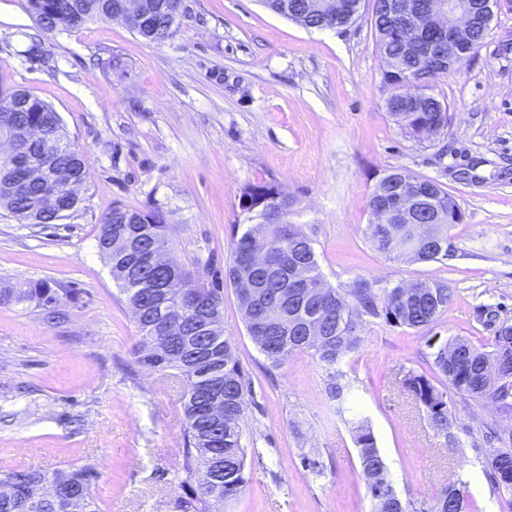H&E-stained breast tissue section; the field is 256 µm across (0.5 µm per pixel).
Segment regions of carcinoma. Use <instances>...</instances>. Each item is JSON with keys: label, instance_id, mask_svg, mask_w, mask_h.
Wrapping results in <instances>:
<instances>
[{"label": "carcinoma", "instance_id": "1", "mask_svg": "<svg viewBox=\"0 0 512 512\" xmlns=\"http://www.w3.org/2000/svg\"><path fill=\"white\" fill-rule=\"evenodd\" d=\"M374 2L380 54L393 58L396 63L393 73L381 78L382 84L390 90L386 103L399 105L404 77L422 73L431 81L438 74L427 73V44L411 46L396 38L394 20L388 13L386 0ZM117 3L118 0H30L40 35L33 38L29 54L36 59L43 57V37L56 31L78 27L93 18H112V6ZM264 3L274 13L305 28L324 29L336 21V18L324 15L314 0H264ZM136 34L148 42L161 44L173 35V28L166 15L160 13L152 29L138 30ZM435 104L436 97L425 93L421 106L408 113L406 120L398 125L407 136L419 138L423 124L448 119V115L435 111ZM0 121L14 125L17 131L26 126L40 128L39 137L27 144L34 163L48 170H64L70 178L84 174L81 155L69 140L59 114L48 103L25 90L1 91ZM64 181L63 177L56 182L32 180L26 192L18 195L9 189V182L0 179V204L31 224H53L70 211ZM272 192L276 196L275 208L283 217L288 213V197L274 185L251 184L243 189L240 199L259 201ZM47 195L57 197V208L45 209L43 200ZM455 207L456 200L439 186L435 189L434 199L423 203L424 214L420 221L433 222L439 227L440 242L437 244L419 238L410 246H403L404 239L414 228L412 224H370L367 228L369 241L375 250L389 257L435 261L448 255V214L454 213ZM262 218L263 208L258 207L250 219H257L259 223L247 226L233 240L229 259L224 265V279L238 291L240 280L247 278L252 312L266 315L268 333L252 337L259 351L274 366L283 365L295 352H310L329 370L328 394L337 402L336 412L343 416L351 412V408L345 406L349 385L341 383L344 374L336 366L360 345L359 334L349 332L354 318L426 329L448 308L453 293L447 284L437 281L377 288L366 280H357L346 290L333 288L322 276L310 237L294 224H262ZM117 238L134 242L135 252L115 254L110 244ZM160 241H168L162 210L143 211L116 204L102 219L97 246L110 260L112 278L121 293L138 309L135 317L139 333L137 362L184 385L186 450L182 483L187 492L179 508L181 512H220L216 506L238 498L246 484L247 452L241 422L248 382L233 345L224 338L223 328H218L207 340L196 335L198 322L207 318L210 311H178L173 306L177 290L200 277L209 262L195 260V268L183 269L181 280L173 283L168 272L144 267L136 257L137 252ZM243 252H256L265 259L271 255L297 258L302 264L308 289L314 293V304L301 307L286 301L278 302L281 282L289 279V272L284 269L273 271L261 263L245 272L238 267V257ZM0 300L34 302L43 308L64 304L59 289L46 281L27 288H1ZM172 321L181 322L182 338L164 332L165 326ZM305 326L318 329L320 334L303 335ZM489 346L487 350L463 336L444 341L428 339L434 367L448 381L446 390L438 388L424 372L410 369L403 376V390L423 407L427 417L433 420L435 431L447 439H455L457 428L455 413L449 405L453 394L465 401L488 400L502 411L512 413V367L494 372V364L498 361L512 364V325L503 324ZM209 380L221 382L224 392V425L219 430L206 420L193 398L199 384ZM350 422L374 512H471L467 481L462 478L443 488L429 508H416L393 486L369 426L355 416ZM483 442L498 444L485 456L493 491L512 495V430L500 431L487 425L482 432V442H474L472 448L480 449ZM203 470H212L217 475V487L210 491L202 488L198 478ZM94 478L95 472L88 465L52 477L24 468L0 471V512H100L91 492ZM49 482L57 485L54 496L46 492Z\"/></svg>", "mask_w": 512, "mask_h": 512}]
</instances>
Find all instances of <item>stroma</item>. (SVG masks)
I'll return each mask as SVG.
<instances>
[{"label":"stroma","instance_id":"stroma-1","mask_svg":"<svg viewBox=\"0 0 512 512\" xmlns=\"http://www.w3.org/2000/svg\"><path fill=\"white\" fill-rule=\"evenodd\" d=\"M374 0L349 26L310 30L261 0H184L173 36L149 43L120 20L93 19L44 41L29 0H0V86L53 106L85 179L54 224H30L0 205V287L39 281L68 292L61 318L0 302V469L46 474L93 465L101 512H178L184 427L179 384L140 365L130 306L97 249L113 203L159 206L181 263L223 269L250 184L290 200L288 223L314 242L332 287L443 281L453 291L429 328L361 324L340 365L390 476L415 506L465 476L477 512H512L471 448L482 424L512 427L485 402L455 401V441L436 434L401 388L405 372L437 375L429 337L488 343L512 325V0H497L486 38L436 79L448 127L416 141L390 116L381 84ZM118 67L107 68L109 59ZM396 169L430 179L464 219L438 261L393 259L370 244L369 200ZM224 336L249 382L242 419L247 483L223 512H372L349 424L327 393L325 367L298 352L279 367L246 330L224 286ZM323 464L307 470L303 455Z\"/></svg>","mask_w":512,"mask_h":512}]
</instances>
